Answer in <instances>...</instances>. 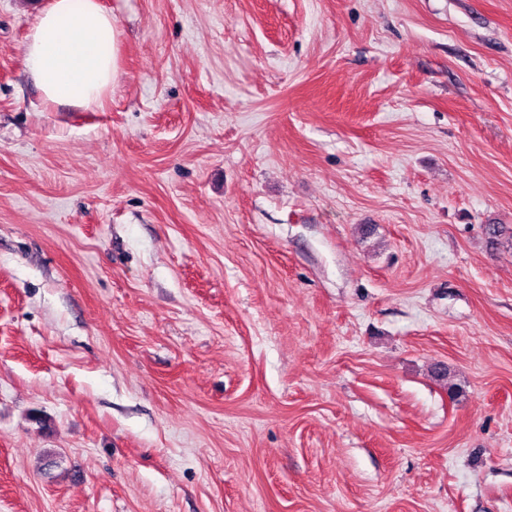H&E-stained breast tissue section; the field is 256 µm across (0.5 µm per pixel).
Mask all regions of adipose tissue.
<instances>
[{
	"instance_id": "obj_1",
	"label": "adipose tissue",
	"mask_w": 512,
	"mask_h": 512,
	"mask_svg": "<svg viewBox=\"0 0 512 512\" xmlns=\"http://www.w3.org/2000/svg\"><path fill=\"white\" fill-rule=\"evenodd\" d=\"M26 67L52 104H99L119 75L112 14L98 0H52L21 48Z\"/></svg>"
}]
</instances>
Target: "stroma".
<instances>
[{
    "label": "stroma",
    "mask_w": 512,
    "mask_h": 512,
    "mask_svg": "<svg viewBox=\"0 0 512 512\" xmlns=\"http://www.w3.org/2000/svg\"><path fill=\"white\" fill-rule=\"evenodd\" d=\"M50 3L0 0V512H512V0H99L89 108ZM26 67L51 104H99L119 75L112 14L97 0H53L21 48Z\"/></svg>",
    "instance_id": "stroma-1"
}]
</instances>
